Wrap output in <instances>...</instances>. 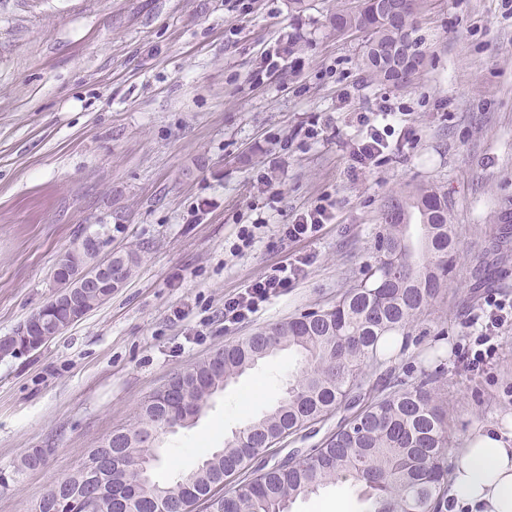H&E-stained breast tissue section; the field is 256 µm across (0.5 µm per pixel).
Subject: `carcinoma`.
I'll return each instance as SVG.
<instances>
[{"label": "carcinoma", "instance_id": "carcinoma-1", "mask_svg": "<svg viewBox=\"0 0 512 512\" xmlns=\"http://www.w3.org/2000/svg\"><path fill=\"white\" fill-rule=\"evenodd\" d=\"M426 7L427 0H419L416 14L398 18L382 10L379 0H333L328 21L338 36H366L364 65L372 80L391 84L402 75L409 83L427 58L422 39L414 38L399 59L388 49L403 38L402 27L417 32V16ZM451 210L448 194L434 187L391 198L382 214L376 264L336 303L228 343L218 360L207 358L175 374L184 384L188 413L198 417L213 398L211 380L234 381L270 357V346L276 353L288 349L300 355L277 404L225 438L223 447L171 483L152 479L148 486L138 485L123 466L135 458L157 461L169 414L168 398L159 391L141 403L128 427L112 432V471L90 466L67 474L40 499L36 512H51L56 492L73 500L92 496L95 512H147V504L157 500L186 508L202 502L209 512H289L297 499L348 477L360 486L366 512H430L447 494L448 436L439 389L429 377L366 401L320 447L286 465L253 470L250 465L280 439L315 424L363 389L364 368L377 358L380 340L404 334L448 289L458 252ZM139 262L131 248L113 260L125 282ZM30 319L68 322L66 313L53 308L39 309ZM240 474L245 481L219 494L224 479Z\"/></svg>", "mask_w": 512, "mask_h": 512}]
</instances>
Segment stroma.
<instances>
[{
	"label": "stroma",
	"mask_w": 512,
	"mask_h": 512,
	"mask_svg": "<svg viewBox=\"0 0 512 512\" xmlns=\"http://www.w3.org/2000/svg\"><path fill=\"white\" fill-rule=\"evenodd\" d=\"M296 13L289 0H0V336L52 295L58 256L89 225L109 227L112 249L136 248V275L43 349L0 360V512H34L49 487L82 464L174 373L258 328L331 306L376 260L381 208L418 185L447 192L459 255L451 284L402 347L366 367L372 395L386 383L436 375L448 446L483 427L512 435V326L496 362L471 371L457 356L486 292L512 300V239L489 289L478 261L496 247L493 219L512 199V6L507 0H429L420 20L430 61L410 85L372 81L365 39L339 37L326 0ZM301 36L297 70L250 75L270 51ZM404 107L416 144L352 176L354 115ZM280 202L256 184L274 153ZM335 201L318 237L281 229L319 197ZM253 245L231 247L256 216ZM310 257L287 294L235 325L224 299L286 258ZM299 358L281 352L213 397L194 425L160 436L153 469L168 483L252 417L273 407ZM264 384V397L247 394ZM355 406L269 448L273 466L317 448ZM50 449L46 464L22 456ZM362 512L351 481L290 512Z\"/></svg>",
	"instance_id": "obj_1"
}]
</instances>
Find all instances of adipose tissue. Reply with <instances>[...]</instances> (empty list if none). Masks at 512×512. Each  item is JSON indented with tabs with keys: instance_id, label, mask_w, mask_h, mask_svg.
Here are the masks:
<instances>
[{
	"instance_id": "ef3b65f1",
	"label": "adipose tissue",
	"mask_w": 512,
	"mask_h": 512,
	"mask_svg": "<svg viewBox=\"0 0 512 512\" xmlns=\"http://www.w3.org/2000/svg\"><path fill=\"white\" fill-rule=\"evenodd\" d=\"M448 496L470 512H512V442L493 430L465 438Z\"/></svg>"
}]
</instances>
